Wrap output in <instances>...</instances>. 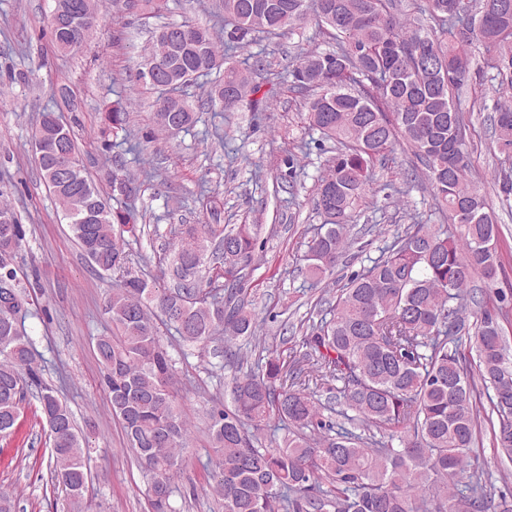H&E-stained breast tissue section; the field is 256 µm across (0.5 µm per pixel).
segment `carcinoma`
Listing matches in <instances>:
<instances>
[{
    "mask_svg": "<svg viewBox=\"0 0 512 512\" xmlns=\"http://www.w3.org/2000/svg\"><path fill=\"white\" fill-rule=\"evenodd\" d=\"M74 24L49 22L59 52L86 41L99 22L98 2ZM401 14L395 0H224L235 29L230 46L253 33L292 29L312 18L336 41L329 53L309 52L290 71L306 102L308 126L342 146L317 181L315 210L325 231L307 245L310 276L335 273L351 242L349 223L373 190L376 164L403 144L426 171L439 211L450 226L408 225L364 273L349 280L328 317L305 337L311 366L288 368L280 357L244 369L249 355L241 338L257 339L258 320L245 301L247 268L255 258V224H182L174 232L163 278L146 280L122 271L123 233L136 234L133 214L112 207L139 186L117 170L112 194L103 193L83 167L60 174L57 156L77 151L70 129L51 110L33 131L34 161L68 220L92 268L120 273L105 303L111 328L96 338L112 413L122 423L128 448L151 474L153 512H175L172 476L185 462L190 429L172 392L175 360L160 340L158 323L179 338L206 346L224 336V355L236 358L233 409L212 415L210 439L216 457L207 488L224 512H512V497L495 496L472 464L477 416L474 395L488 391L497 417V447L512 459V351L499 320L509 316L507 295L479 305L467 323L474 279L492 284L503 270L499 229L483 189L469 174L465 136L456 98L472 79V55L481 47L496 70L494 136L500 152L512 153V0H413ZM183 37L164 41L155 32L144 67L157 63L188 84L224 69L209 100L230 112L261 86L246 69L217 49L212 28L183 24ZM423 43L446 66L448 78L430 76L417 57ZM155 107L163 129L195 122L192 106L161 88ZM104 126L124 129L122 107L104 113ZM0 281L23 298L29 281L13 265L26 230L14 212L0 207ZM219 265L222 291L205 278L207 262ZM24 306H0V433L11 430L28 387L37 378L35 352L22 328ZM476 365L460 353L463 339ZM336 389L340 412L360 432L325 419L321 389ZM41 413L55 431L52 477L74 503L88 484L90 445L74 425L56 391L43 386ZM352 414H347V411ZM287 434L269 436L271 421ZM467 479L461 491L453 479Z\"/></svg>",
    "mask_w": 512,
    "mask_h": 512,
    "instance_id": "1",
    "label": "carcinoma"
}]
</instances>
